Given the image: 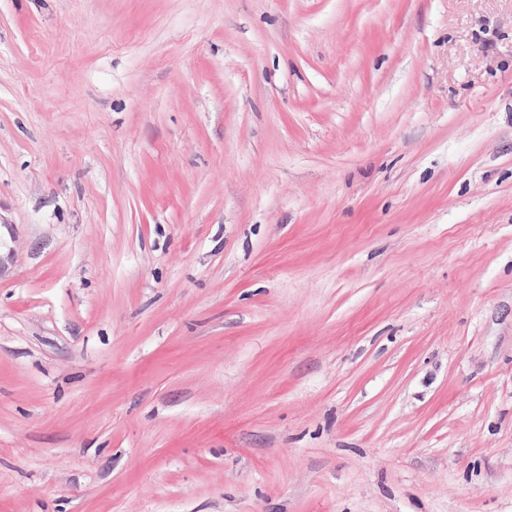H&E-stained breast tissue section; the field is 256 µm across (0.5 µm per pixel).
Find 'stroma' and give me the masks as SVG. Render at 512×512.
<instances>
[{
	"instance_id": "obj_1",
	"label": "stroma",
	"mask_w": 512,
	"mask_h": 512,
	"mask_svg": "<svg viewBox=\"0 0 512 512\" xmlns=\"http://www.w3.org/2000/svg\"><path fill=\"white\" fill-rule=\"evenodd\" d=\"M0 512H512V0H0Z\"/></svg>"
}]
</instances>
